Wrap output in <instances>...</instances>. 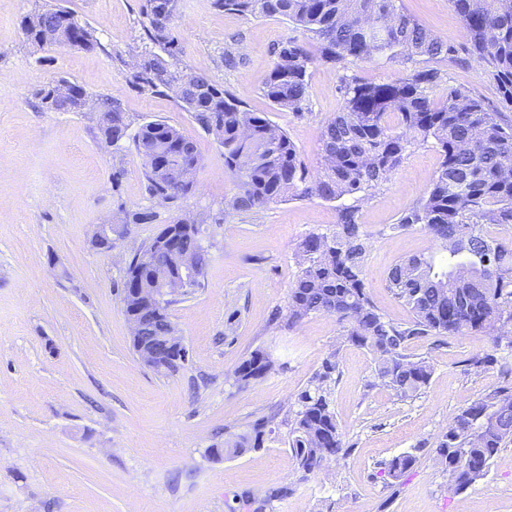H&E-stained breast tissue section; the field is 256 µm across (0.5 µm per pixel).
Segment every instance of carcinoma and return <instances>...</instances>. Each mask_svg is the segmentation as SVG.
Segmentation results:
<instances>
[{"label":"carcinoma","instance_id":"carcinoma-1","mask_svg":"<svg viewBox=\"0 0 512 512\" xmlns=\"http://www.w3.org/2000/svg\"><path fill=\"white\" fill-rule=\"evenodd\" d=\"M400 0H215L217 7L252 17H282L311 35L318 58L341 71L344 104L324 126L322 170L310 180L287 133L272 125L262 112H253L224 91L223 86L198 75L178 98L182 108L224 148L227 168L242 176L232 209L251 211L279 201L290 192L338 201L337 221L329 233L310 232L299 244L301 266L290 290L288 322L312 313L334 315L344 324L345 341L373 357L374 375L401 397L426 388L433 367L423 357L407 353L408 346L428 336H464L481 332L492 350L470 358L476 372L512 369L496 351L502 330L512 328V243L500 230L512 227V122L467 91L450 88L440 105L429 90L439 85L440 72L425 67L436 59L452 60L456 49L404 13ZM460 16L470 42L468 54L487 64L502 99L512 104V0H448ZM143 39L149 43L131 75V87L151 94L175 92L185 71L179 68L178 40L173 17L144 11ZM55 24L66 45L90 51L98 41L65 7L55 6L23 17L27 39L41 44L42 29ZM275 62L264 86L276 106L300 115L308 105V69L313 56L291 38L273 50ZM381 56L413 64L403 78L366 83L349 72V65ZM71 95L59 100L51 88L39 91L46 109L79 112L84 89L70 84ZM105 141L129 139L143 156V175L151 196L170 200L193 187L200 158L193 141L164 122H150L129 133L121 103L100 98ZM396 122H391L390 118ZM433 141L443 160L417 203L389 232L421 225L438 252L413 256L392 265L387 289L410 311L411 319L397 323L371 301L365 287L370 234L358 213L402 162L408 149ZM165 227L133 256L127 274L130 294L127 314L154 319L152 335L166 327L156 303L138 296V288H158L160 279L179 275L178 258L194 259V271L205 272L209 255L199 244L200 225L166 238ZM270 370L257 350L236 369V380L247 384ZM338 351L325 359L310 387L298 396L289 430V447L303 475L308 476L342 454L344 443L331 408ZM265 425L225 442L224 452L242 454L261 447ZM512 441V383L499 385L463 407L438 435L435 453L448 474V487L461 493L486 477L490 462ZM416 456L393 458L384 475L399 480L413 468Z\"/></svg>","mask_w":512,"mask_h":512}]
</instances>
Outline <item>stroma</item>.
Masks as SVG:
<instances>
[{
  "instance_id": "obj_1",
  "label": "stroma",
  "mask_w": 512,
  "mask_h": 512,
  "mask_svg": "<svg viewBox=\"0 0 512 512\" xmlns=\"http://www.w3.org/2000/svg\"><path fill=\"white\" fill-rule=\"evenodd\" d=\"M146 0H0V512H512V444L465 492L448 487L435 439L460 410L501 384L467 361L492 350L482 333L417 342L433 366L428 386L402 398L374 382V363L343 343L335 317L314 313L287 325L299 273L297 246L330 232L336 205L286 196L265 208L233 210L239 179L224 150L174 96L141 93L128 79L145 44ZM57 5L93 30L97 49L31 43L24 16ZM404 11L453 45L440 61L451 88L481 97L512 121L485 64L471 59L461 18L448 0H401ZM173 28L188 72L203 74L284 130L310 177L321 169L323 128L344 104L338 74L321 62L309 73L303 114L278 108L263 87L272 49L298 38L281 17H244L215 0H179ZM237 65L226 68L225 52ZM68 80L88 95L119 99L131 129L165 122L193 140L195 186L167 203L150 196L144 161L131 141L101 136V113L49 112L37 93ZM441 163L433 143L412 147L360 222L371 235L367 291L390 319L408 321L387 290L397 261L435 250L421 226L390 233L423 195ZM123 169L120 184L112 174ZM150 209V224H127L112 252L93 244L96 225ZM200 221L210 261L200 287L176 296L170 314L190 353L165 375L143 365L131 343L121 288L135 251L176 218ZM125 223V222H124ZM271 357L263 377L240 385L236 368L255 350ZM339 354L332 400L345 451L302 476L288 447L297 397L331 352ZM265 421L262 448L217 458L232 434ZM417 461L392 490L382 472L396 456ZM281 497H273V490Z\"/></svg>"
}]
</instances>
